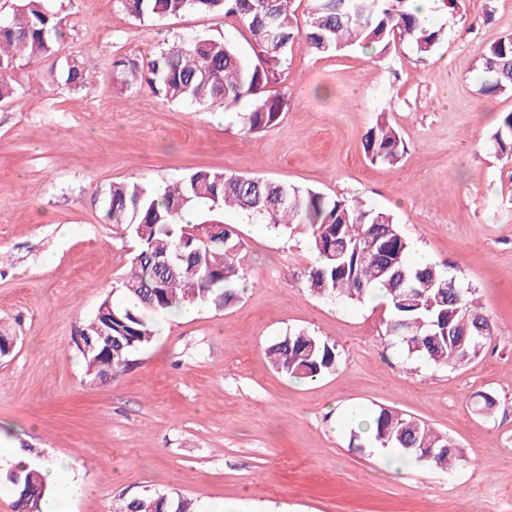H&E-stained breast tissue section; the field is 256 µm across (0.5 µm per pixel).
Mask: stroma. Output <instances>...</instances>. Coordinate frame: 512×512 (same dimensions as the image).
Segmentation results:
<instances>
[{
    "mask_svg": "<svg viewBox=\"0 0 512 512\" xmlns=\"http://www.w3.org/2000/svg\"><path fill=\"white\" fill-rule=\"evenodd\" d=\"M60 56L81 58L84 89L58 92L45 70L15 72L23 92L0 102V427L17 455L78 461L83 491L66 512H112L142 494L196 512H512V163L490 137L512 112V89L481 90V53L512 36V0H434L440 30L425 55L396 41L383 57L313 53L304 39L263 93L276 125L247 132L248 101L198 107L123 83L112 59L142 62L194 37L222 38L257 62L235 17L186 13L140 21L116 0H58ZM399 132L400 162L371 163L365 132ZM258 175L390 212L403 234L475 290L494 334L458 370L402 357L386 312L311 295L306 236L267 233L239 213L200 205L242 243L246 282L223 308L156 320L131 365L93 382L73 339L127 273L136 242L104 223L112 183L155 187L200 170ZM305 330L335 342L341 361L314 382L270 366L268 344ZM491 394V414L476 412ZM381 408L451 438L464 464L444 472L392 462L350 444L348 419Z\"/></svg>",
    "mask_w": 512,
    "mask_h": 512,
    "instance_id": "35a3bbf8",
    "label": "stroma"
}]
</instances>
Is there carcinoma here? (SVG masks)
Here are the masks:
<instances>
[{"label":"carcinoma","mask_w":512,"mask_h":512,"mask_svg":"<svg viewBox=\"0 0 512 512\" xmlns=\"http://www.w3.org/2000/svg\"><path fill=\"white\" fill-rule=\"evenodd\" d=\"M57 0H17L12 17L0 19V101L20 95L11 73L20 62L48 65V76L59 88L87 84V71L75 57L58 56L65 38ZM293 0H117L139 20H162L184 12L237 17L261 48L260 60L246 62L228 41L201 39L163 48L138 67L124 57L112 60L113 73L131 74L158 97L190 105L236 104L250 100L244 124L250 131L274 126L283 102L262 97L270 73L282 65L288 46L304 39L316 54L350 50L387 51L401 37L417 52H431L439 39L416 0H308L304 27L295 25ZM479 67L483 91L512 89V37L488 47ZM364 151L372 162L394 164L406 153L398 131L379 120L364 135ZM491 146L512 159V113L491 137ZM201 200L214 206L247 211L263 224L288 230L300 227L308 238L313 266L307 288L315 295L361 303L375 288L383 291L389 310L385 335L393 338L410 360H426L437 368L456 370L484 350L493 336L491 320L474 297V289L456 282L435 264L416 266L409 260L410 244L393 216L360 201L334 199L321 192L286 183L221 171L198 170L180 183L152 188L115 183L104 208L108 224L130 228L138 241L125 277L99 308L113 312L112 348L85 358L93 378L125 369L130 357L154 337L153 317L184 305L206 303L216 308L238 298L242 279V244L229 229L224 240L206 242L186 233L184 213ZM174 258V269L159 273L154 256ZM162 287H154L155 280ZM272 366L293 378L315 382L340 363L336 344L307 332L288 335L268 347ZM367 442L393 448L403 459L451 471L462 460L447 436L415 417L382 408L359 428ZM20 483L31 486V510L48 493L40 471L23 461ZM115 512H194L180 497L163 500L147 494L123 501Z\"/></svg>","instance_id":"1"}]
</instances>
